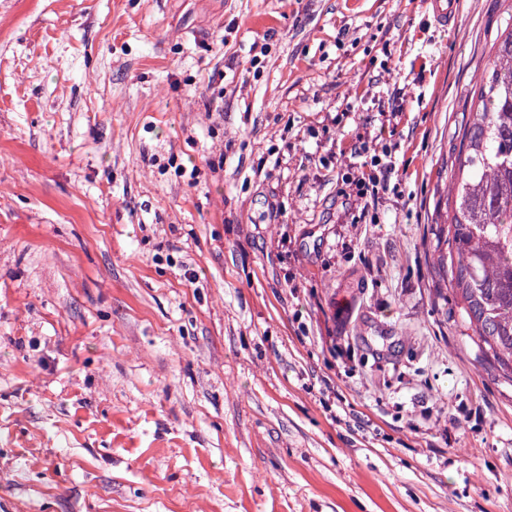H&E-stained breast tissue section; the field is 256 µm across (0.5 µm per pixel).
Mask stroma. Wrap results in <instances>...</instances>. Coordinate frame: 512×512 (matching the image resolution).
<instances>
[{
	"mask_svg": "<svg viewBox=\"0 0 512 512\" xmlns=\"http://www.w3.org/2000/svg\"><path fill=\"white\" fill-rule=\"evenodd\" d=\"M507 8L0 0V512H512L433 259ZM370 165L372 169L369 170V173L362 171L361 175H358L354 181L355 186L359 187L358 194L361 199L367 197L368 187L370 184L372 185L371 189L373 192L374 187L381 184V181L382 188H385L389 175L392 173V170L395 169V162L391 156V152H389L387 148L383 149L381 154H376L375 152L371 157ZM365 188L366 190L364 192Z\"/></svg>",
	"mask_w": 512,
	"mask_h": 512,
	"instance_id": "35a3bbf8",
	"label": "stroma"
}]
</instances>
